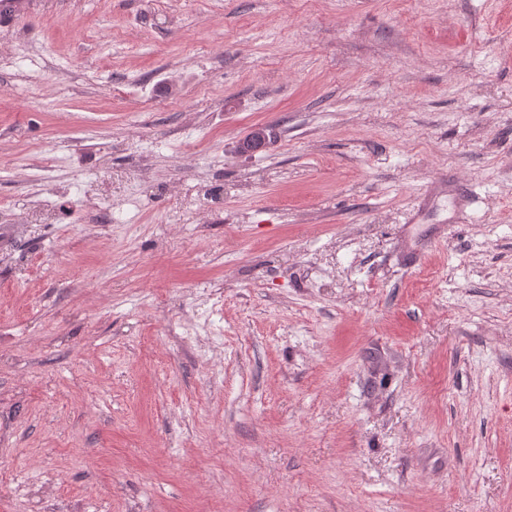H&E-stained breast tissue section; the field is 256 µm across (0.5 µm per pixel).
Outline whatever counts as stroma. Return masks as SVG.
<instances>
[{
    "instance_id": "obj_1",
    "label": "stroma",
    "mask_w": 512,
    "mask_h": 512,
    "mask_svg": "<svg viewBox=\"0 0 512 512\" xmlns=\"http://www.w3.org/2000/svg\"><path fill=\"white\" fill-rule=\"evenodd\" d=\"M0 512H512V0L0 21Z\"/></svg>"
}]
</instances>
